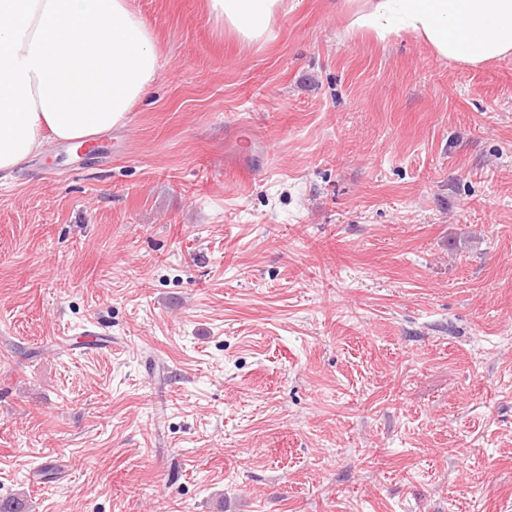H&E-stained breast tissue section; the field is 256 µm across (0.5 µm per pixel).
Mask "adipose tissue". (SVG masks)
Masks as SVG:
<instances>
[{"label":"adipose tissue","mask_w":512,"mask_h":512,"mask_svg":"<svg viewBox=\"0 0 512 512\" xmlns=\"http://www.w3.org/2000/svg\"><path fill=\"white\" fill-rule=\"evenodd\" d=\"M351 28L411 32L437 56L478 67L512 55V0H336ZM283 0H206L245 43L262 41ZM162 69L152 28L129 0H0V173L47 138L80 144L125 126Z\"/></svg>","instance_id":"1"}]
</instances>
